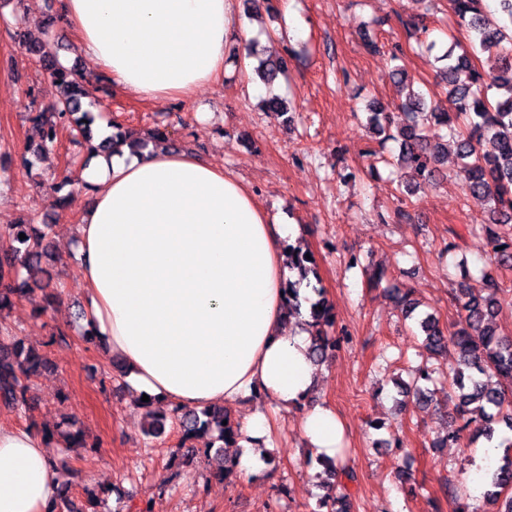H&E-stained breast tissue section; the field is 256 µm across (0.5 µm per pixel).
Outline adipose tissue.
<instances>
[{
	"instance_id": "ef3b65f1",
	"label": "adipose tissue",
	"mask_w": 512,
	"mask_h": 512,
	"mask_svg": "<svg viewBox=\"0 0 512 512\" xmlns=\"http://www.w3.org/2000/svg\"><path fill=\"white\" fill-rule=\"evenodd\" d=\"M77 46L116 87L145 101L193 95L224 70L234 0H64ZM87 205L70 250L88 321L128 368L133 391L169 406L234 403L259 391L301 410V429L336 455L335 413L310 403L305 322L287 325L286 246L298 225L271 217L222 167L158 146L76 168ZM265 411L241 422L232 458L262 468ZM60 481L42 433L0 426V512H52Z\"/></svg>"
}]
</instances>
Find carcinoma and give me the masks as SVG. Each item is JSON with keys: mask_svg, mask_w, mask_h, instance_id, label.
Instances as JSON below:
<instances>
[{"mask_svg": "<svg viewBox=\"0 0 512 512\" xmlns=\"http://www.w3.org/2000/svg\"><path fill=\"white\" fill-rule=\"evenodd\" d=\"M495 10H490L484 0H450L457 24L471 33L470 45L451 43L436 60L444 62L441 78L448 93L455 98L456 111L441 112L427 104L424 94L409 89L400 105L402 125L397 134H391L394 124L392 113L377 102L367 105L366 118L376 134L384 139L400 141L398 166L408 168L417 175L431 180L437 165L442 161L444 141L451 140L461 161L460 173L467 181L471 195L490 203L487 222L471 227V234L484 237L490 269L482 271V290L473 293L458 289L455 302L460 310L458 329L448 333L439 319L418 311V304L406 293H397L398 303L405 314L416 320L423 339L421 347L431 356L448 352L453 347L457 363L448 374V389L454 391L459 401L464 423L455 432L439 442L460 441L469 434V443L483 438L489 444L503 449L500 464L487 474V488L482 494L489 509L487 512H512V338L499 334L498 314L502 307L500 298L502 282L498 271L512 268V235L498 233L494 226L512 224V0H495ZM496 50L497 65L489 72H481L473 64L476 49ZM27 53L46 71L56 88L57 95L51 105L50 116L40 113V141L36 148H26L21 155L24 167L33 166V159H41L57 144L60 129L66 128L88 145L91 154H107L123 142L125 132L118 124L115 132L98 144H93L91 125L94 115L87 102L90 92L79 81L75 68L66 67L44 45H30ZM288 69V58L268 57L259 62L256 73L271 81ZM469 71V80L461 83L459 72ZM498 88L506 92L496 102H491L488 90ZM438 126L444 130L440 140L431 141L426 130ZM25 234L20 239L19 234ZM47 233L31 224H8L0 227V239L6 248L0 251V312L9 310L15 301L34 294L31 280L41 271L42 259L47 257ZM289 269L303 279L312 275L319 278L316 260L307 259L309 250L288 247ZM288 314L301 315V301L296 283L288 282L284 288ZM319 298L310 303L309 327L311 345L309 355L316 365L324 364L339 348L341 338L333 335L335 317L332 308L315 289ZM46 360L33 349L25 348L20 340L10 344L0 342V405L18 414L31 411L27 398V381L37 373ZM435 382L433 372L427 368L413 372L409 391L419 401H429L432 392L425 384ZM148 421L144 435L158 438L165 433L166 423L179 425L182 443L199 438L209 442L204 448H186V455H202L214 460L217 476L227 478L235 471L231 458L221 457L213 451L214 443L222 448H234L240 438V423L233 420L219 407L202 410L174 407L159 414L147 409ZM51 452L64 449L85 448L88 439L80 428L50 430L43 428ZM344 480L337 481L338 488L327 487L312 512H351L352 493L349 484L355 481L351 470L341 469ZM62 508L67 512H96L101 502L99 493L84 489L86 501L79 504L72 497V483L64 478L60 482Z\"/></svg>", "mask_w": 512, "mask_h": 512, "instance_id": "obj_1", "label": "carcinoma"}]
</instances>
